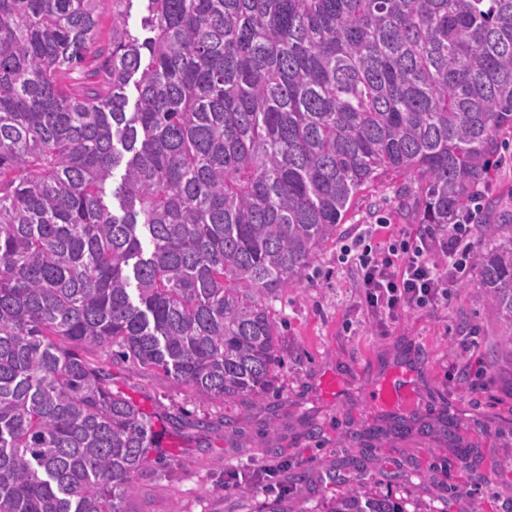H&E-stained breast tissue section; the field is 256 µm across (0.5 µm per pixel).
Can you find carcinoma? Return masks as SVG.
Listing matches in <instances>:
<instances>
[{
  "instance_id": "1",
  "label": "carcinoma",
  "mask_w": 512,
  "mask_h": 512,
  "mask_svg": "<svg viewBox=\"0 0 512 512\" xmlns=\"http://www.w3.org/2000/svg\"><path fill=\"white\" fill-rule=\"evenodd\" d=\"M0 0V512H125L153 416L84 352L249 400L358 193L444 231L512 133V0ZM121 170L120 181L106 183ZM476 251L512 360V222ZM326 512H406L361 486Z\"/></svg>"
}]
</instances>
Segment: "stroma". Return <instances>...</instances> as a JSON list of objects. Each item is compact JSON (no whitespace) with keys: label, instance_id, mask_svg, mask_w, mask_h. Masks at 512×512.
<instances>
[{"label":"stroma","instance_id":"obj_1","mask_svg":"<svg viewBox=\"0 0 512 512\" xmlns=\"http://www.w3.org/2000/svg\"><path fill=\"white\" fill-rule=\"evenodd\" d=\"M405 184L391 172L360 192L335 241L274 301L282 363L262 398L202 400L163 372L91 352L113 388L171 419L127 512H261L270 502L282 512H325L352 485L400 499L408 512H512V362L496 356L501 328L477 271L461 276L447 303L381 327L357 306L355 270L337 261L375 225L420 231ZM479 193L478 248L490 212L512 213L511 136ZM400 372L409 393L394 405L375 402L374 390ZM329 375L338 392L324 389Z\"/></svg>","mask_w":512,"mask_h":512}]
</instances>
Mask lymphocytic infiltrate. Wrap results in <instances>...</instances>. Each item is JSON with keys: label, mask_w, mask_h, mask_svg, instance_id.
Masks as SVG:
<instances>
[{"label": "lymphocytic infiltrate", "mask_w": 512, "mask_h": 512, "mask_svg": "<svg viewBox=\"0 0 512 512\" xmlns=\"http://www.w3.org/2000/svg\"><path fill=\"white\" fill-rule=\"evenodd\" d=\"M473 211L447 231L434 229L410 238L384 236L376 245L357 241L341 252L358 273V304L378 318L448 300L460 274L471 264Z\"/></svg>", "instance_id": "1"}]
</instances>
